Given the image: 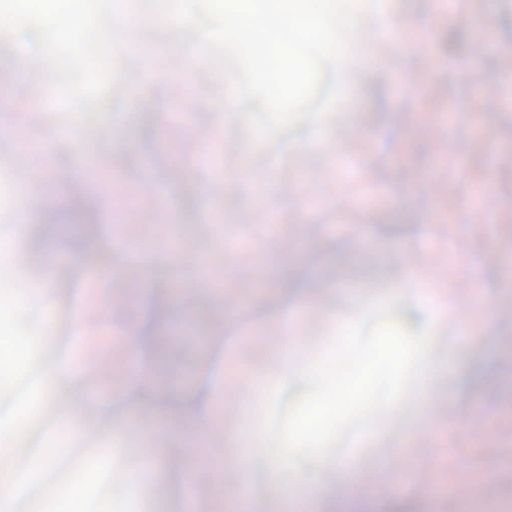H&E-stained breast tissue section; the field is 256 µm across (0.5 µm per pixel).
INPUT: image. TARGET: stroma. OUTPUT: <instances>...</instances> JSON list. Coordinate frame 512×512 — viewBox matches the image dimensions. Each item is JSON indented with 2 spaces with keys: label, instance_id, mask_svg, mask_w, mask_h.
I'll list each match as a JSON object with an SVG mask.
<instances>
[{
  "label": "stroma",
  "instance_id": "stroma-1",
  "mask_svg": "<svg viewBox=\"0 0 512 512\" xmlns=\"http://www.w3.org/2000/svg\"><path fill=\"white\" fill-rule=\"evenodd\" d=\"M470 10L483 14L484 33L452 48L436 0H393L395 41L371 44V62L350 73L352 111L331 112L316 144L305 123L273 143L253 137L224 108L221 69L171 55L148 0L131 2L137 38L125 47L124 79L79 126L0 38V238L22 239L36 259L28 273L43 288L30 301L54 311L47 362L61 359L78 323L98 350L121 345L132 323L152 334L165 291L192 289L188 310L209 316L200 366L172 399L126 402V379L95 368L48 386L51 417L84 422L85 446L111 449L129 468L158 457V489L138 495V512H512V223L498 216L512 204V85L501 80L512 69V0H473ZM421 27L434 33L432 49L414 46ZM463 83L479 106L452 131ZM89 157L117 204L96 213L94 251L63 253V274L45 275L44 213L21 188L46 172L80 190ZM484 175L497 194L481 215L466 189ZM306 190L321 206L301 209ZM274 262L287 279L270 278ZM88 264L93 286L80 278ZM412 274L450 302L447 321L433 322L403 291ZM381 295L399 298L409 329L429 327L434 368L423 394L361 448L356 487L304 501L352 454L294 475L241 449L262 418L258 383H285L279 347L256 324L296 314L298 368ZM474 296L493 313L487 342L460 335ZM219 360L224 384L211 393L204 371ZM460 485L474 495L453 496Z\"/></svg>",
  "mask_w": 512,
  "mask_h": 512
}]
</instances>
